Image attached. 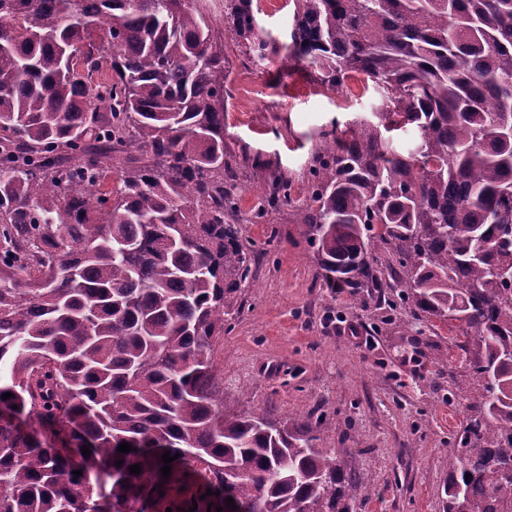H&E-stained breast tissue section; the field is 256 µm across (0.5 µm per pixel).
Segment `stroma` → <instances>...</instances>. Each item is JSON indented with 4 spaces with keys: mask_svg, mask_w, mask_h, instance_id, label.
Wrapping results in <instances>:
<instances>
[{
    "mask_svg": "<svg viewBox=\"0 0 512 512\" xmlns=\"http://www.w3.org/2000/svg\"><path fill=\"white\" fill-rule=\"evenodd\" d=\"M254 2L263 36L281 51L260 63L233 46L226 52L224 143L237 172L227 188L238 198L242 241L272 253L253 265L216 346L224 409L317 424L316 447L349 451L345 468L361 488L353 512H443L450 456L470 414L455 394L467 375L459 336L392 305L389 288H324L292 207L250 221L272 173L287 178L292 199L304 198L319 132L369 111L375 96L358 82L323 88L284 50L292 0ZM257 154L271 168H252Z\"/></svg>",
    "mask_w": 512,
    "mask_h": 512,
    "instance_id": "1",
    "label": "stroma"
}]
</instances>
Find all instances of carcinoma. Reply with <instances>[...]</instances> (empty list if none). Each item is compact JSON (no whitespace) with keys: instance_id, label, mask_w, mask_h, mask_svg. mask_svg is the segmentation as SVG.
I'll return each instance as SVG.
<instances>
[{"instance_id":"cac0c4a2","label":"carcinoma","mask_w":512,"mask_h":512,"mask_svg":"<svg viewBox=\"0 0 512 512\" xmlns=\"http://www.w3.org/2000/svg\"><path fill=\"white\" fill-rule=\"evenodd\" d=\"M293 2L290 55L379 96L312 154L297 210L323 283L382 287L381 249L395 298L461 329L444 512H512V0ZM208 5L0 0V512H352L313 426L224 411L213 347L265 254L224 190V50L279 48L253 0L222 36ZM290 203L277 178L251 221ZM177 483L197 492L170 506Z\"/></svg>"}]
</instances>
